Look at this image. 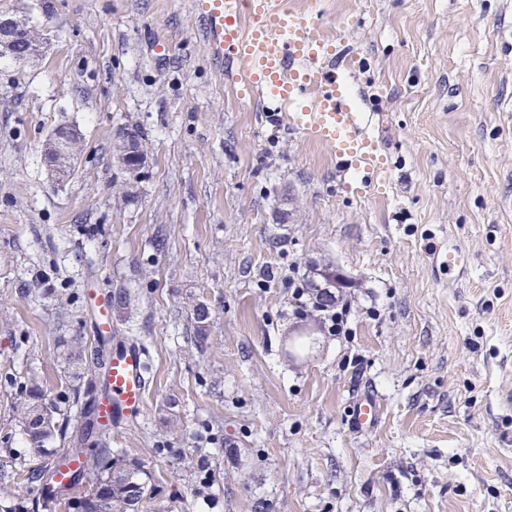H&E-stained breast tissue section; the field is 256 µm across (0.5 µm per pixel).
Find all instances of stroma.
I'll use <instances>...</instances> for the list:
<instances>
[{
	"label": "stroma",
	"instance_id": "stroma-1",
	"mask_svg": "<svg viewBox=\"0 0 512 512\" xmlns=\"http://www.w3.org/2000/svg\"><path fill=\"white\" fill-rule=\"evenodd\" d=\"M321 8L363 60L354 91L395 165L362 199L237 95L193 0H0L49 43L0 58V497L37 491L16 463L29 377L64 413L98 393L101 370L76 380L61 358L75 337L95 350L94 281L129 289L112 333L148 352L144 414L112 445L146 465L152 506L512 512V0ZM60 125L81 133L61 183L43 155ZM295 268L350 281L345 334L305 355L290 339L317 320L291 311ZM366 394L379 420L360 431ZM121 151L124 159L120 160L126 170L133 174L136 173L144 164L145 157L141 150L139 135L134 131H126L121 144ZM350 422L356 427L370 426L378 417L376 402L371 398H363L350 406Z\"/></svg>",
	"mask_w": 512,
	"mask_h": 512
}]
</instances>
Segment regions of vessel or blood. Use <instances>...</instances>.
Returning a JSON list of instances; mask_svg holds the SVG:
<instances>
[{
	"label": "vessel or blood",
	"instance_id": "1",
	"mask_svg": "<svg viewBox=\"0 0 512 512\" xmlns=\"http://www.w3.org/2000/svg\"><path fill=\"white\" fill-rule=\"evenodd\" d=\"M320 0L292 7L285 0H194V11L214 40L218 54L230 62L237 84L258 97L263 111L282 119L289 129L323 146L336 172L353 194L362 197L391 178L390 156L373 131L374 115L351 96L350 77L361 59L340 57L336 40L322 31ZM95 318L96 337H111L108 295L98 287L85 289ZM146 354L129 342L106 354L101 393L91 416L104 435L144 412L147 393ZM350 421L375 423L373 399L350 407Z\"/></svg>",
	"mask_w": 512,
	"mask_h": 512
}]
</instances>
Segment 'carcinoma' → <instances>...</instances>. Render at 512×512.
Returning a JSON list of instances; mask_svg holds the SVG:
<instances>
[{"label": "carcinoma", "mask_w": 512, "mask_h": 512, "mask_svg": "<svg viewBox=\"0 0 512 512\" xmlns=\"http://www.w3.org/2000/svg\"><path fill=\"white\" fill-rule=\"evenodd\" d=\"M84 345L78 338L66 345L63 352L65 364L81 376ZM28 400L15 405L18 422L29 445L44 448L46 444L62 439L73 422H80L85 412L81 411L65 420L56 416V410L42 402V389L35 381L27 389ZM56 461L48 467L32 459L23 463L27 476L40 482L41 494L61 495L79 485L81 475L87 471L95 474L92 485L75 493L82 498V512H138L140 504L149 495L150 473L145 465L129 457L120 448H112L101 439L95 441V448L88 453L82 448H61L52 450ZM78 461L79 467L72 471L64 484L55 481L59 468L71 461ZM40 499L14 497L0 500V512H38Z\"/></svg>", "instance_id": "obj_1"}]
</instances>
